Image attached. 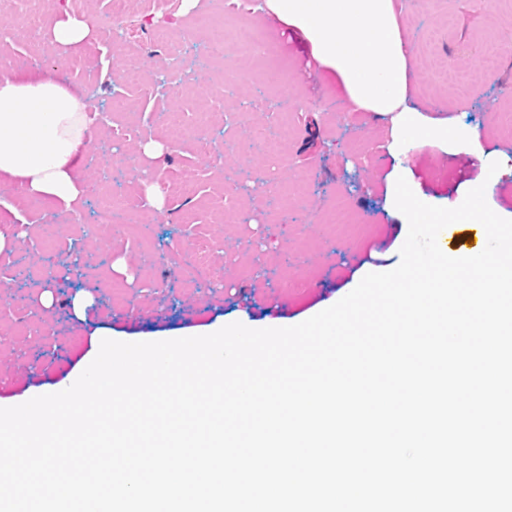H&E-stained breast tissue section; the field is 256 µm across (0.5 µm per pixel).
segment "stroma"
Listing matches in <instances>:
<instances>
[{
  "label": "stroma",
  "mask_w": 512,
  "mask_h": 512,
  "mask_svg": "<svg viewBox=\"0 0 512 512\" xmlns=\"http://www.w3.org/2000/svg\"><path fill=\"white\" fill-rule=\"evenodd\" d=\"M403 36L414 48L409 62L408 102L422 115L447 120L460 132L479 130L476 146L460 151L440 143L391 156L388 118L369 112H340L336 80L311 66L295 42L267 10L243 0H198L176 15L174 27H190L180 61L193 75L190 88L168 96L167 110L194 121L202 105L224 99L210 113L204 136L207 155L194 138L169 142L165 119L144 130L140 116H108V125L82 160L85 190L83 227L70 222L69 210L46 203L43 217L56 231L39 234L38 246L15 245L22 263L7 286L0 287V405L9 407L49 394L74 381L97 350L95 329H109L114 340L152 342L187 337L203 330L243 322L254 329L293 326L335 304L357 285L364 265L397 260L407 237L402 218L388 214V176L405 170L415 191L428 204L453 207L459 197L482 183L493 161H500L498 185L488 204L503 218L512 217V134L504 129L512 106V54H499L494 65H479L491 46L512 39V0H395ZM272 47L260 58H238L233 40L243 20ZM224 36L223 61L201 65L200 54L216 34ZM122 47L94 38L84 68L61 66L59 72L85 99L109 103L114 95L153 102V87L131 85L119 72L130 60L148 72L169 63L165 50L150 43L143 30L128 35ZM448 72H441V61ZM230 87L221 90L216 77ZM290 110L281 112L280 99ZM277 139L274 152L250 142L252 128ZM159 141L167 150L154 159L144 145ZM253 184L255 176L278 185L273 205L234 188L218 193L226 174ZM211 186H203L201 174ZM160 182L164 206L145 202V179ZM194 186L185 197L184 181ZM303 201H295L296 188ZM116 199L145 214L143 224H102L101 206ZM353 212L357 223L331 221L338 207ZM189 212L195 234L179 237L176 217ZM182 251L204 245L207 267L187 286L178 266L165 255L166 245ZM449 253L484 249V227L473 220L451 223L439 241ZM79 246L80 278L60 281L52 307L32 316L43 291V272ZM90 303L75 311L77 299ZM57 330L53 347H43L46 324Z\"/></svg>",
  "instance_id": "1"
}]
</instances>
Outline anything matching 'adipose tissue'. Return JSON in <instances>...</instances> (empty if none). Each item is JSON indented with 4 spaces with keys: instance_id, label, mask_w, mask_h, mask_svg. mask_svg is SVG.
Here are the masks:
<instances>
[{
    "instance_id": "ef3b65f1",
    "label": "adipose tissue",
    "mask_w": 512,
    "mask_h": 512,
    "mask_svg": "<svg viewBox=\"0 0 512 512\" xmlns=\"http://www.w3.org/2000/svg\"><path fill=\"white\" fill-rule=\"evenodd\" d=\"M266 6L358 110L390 117L392 155L462 138L447 122L426 119L408 105L413 47L402 36L393 0H266ZM46 38L53 55L63 58L84 52L93 32L85 15L55 7ZM98 134L86 100L58 68L25 79L0 77V176L27 195L76 205L83 194L81 160Z\"/></svg>"
}]
</instances>
